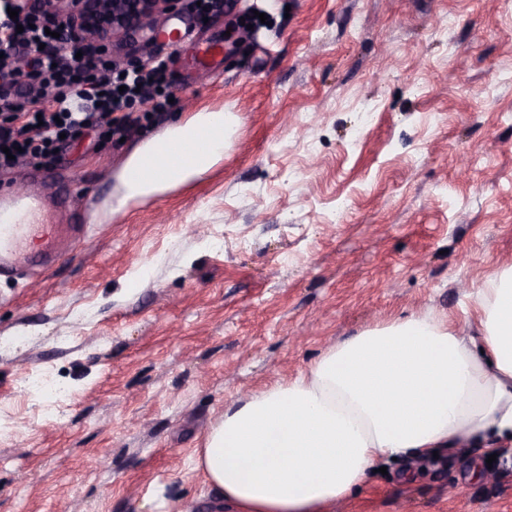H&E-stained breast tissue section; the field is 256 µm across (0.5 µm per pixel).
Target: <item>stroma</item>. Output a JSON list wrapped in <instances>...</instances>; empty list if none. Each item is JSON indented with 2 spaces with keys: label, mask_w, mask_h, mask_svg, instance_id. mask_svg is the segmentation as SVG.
<instances>
[{
  "label": "stroma",
  "mask_w": 512,
  "mask_h": 512,
  "mask_svg": "<svg viewBox=\"0 0 512 512\" xmlns=\"http://www.w3.org/2000/svg\"><path fill=\"white\" fill-rule=\"evenodd\" d=\"M159 24L193 30L173 105L0 171V206L26 186L44 224L76 219L78 180L89 226L0 277V512H213L192 459L227 406L388 317L462 316L512 264V0H224ZM204 110L238 119L223 160L114 211L131 154ZM386 467L343 512H512V450Z\"/></svg>",
  "instance_id": "obj_1"
}]
</instances>
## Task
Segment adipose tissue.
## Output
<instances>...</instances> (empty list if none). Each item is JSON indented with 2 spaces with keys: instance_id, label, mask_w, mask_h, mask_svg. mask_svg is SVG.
<instances>
[{
  "instance_id": "adipose-tissue-1",
  "label": "adipose tissue",
  "mask_w": 512,
  "mask_h": 512,
  "mask_svg": "<svg viewBox=\"0 0 512 512\" xmlns=\"http://www.w3.org/2000/svg\"><path fill=\"white\" fill-rule=\"evenodd\" d=\"M232 113L201 111L127 160L115 210L203 177ZM463 319L397 317L327 347L308 369L228 407L197 449L217 512H327L377 463L512 446V266Z\"/></svg>"
}]
</instances>
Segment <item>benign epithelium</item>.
I'll use <instances>...</instances> for the list:
<instances>
[{
    "label": "benign epithelium",
    "instance_id": "obj_1",
    "mask_svg": "<svg viewBox=\"0 0 512 512\" xmlns=\"http://www.w3.org/2000/svg\"><path fill=\"white\" fill-rule=\"evenodd\" d=\"M185 0H39L41 12L66 27L67 41L77 45L100 43L112 38L121 49L139 40L155 38L152 22L180 9Z\"/></svg>",
    "mask_w": 512,
    "mask_h": 512
}]
</instances>
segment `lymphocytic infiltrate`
Wrapping results in <instances>:
<instances>
[{"label": "lymphocytic infiltrate", "mask_w": 512, "mask_h": 512, "mask_svg": "<svg viewBox=\"0 0 512 512\" xmlns=\"http://www.w3.org/2000/svg\"><path fill=\"white\" fill-rule=\"evenodd\" d=\"M0 28L7 33L0 40V170L29 158L51 164L64 141L102 125L111 135L125 137L135 123L132 104L159 112L173 96L166 60L115 75L105 53L79 57L60 51L54 36L58 24L43 18L37 6L0 19ZM17 56L30 60L27 78L14 74ZM9 148L15 150L14 158H7Z\"/></svg>", "instance_id": "lymphocytic-infiltrate-1"}]
</instances>
